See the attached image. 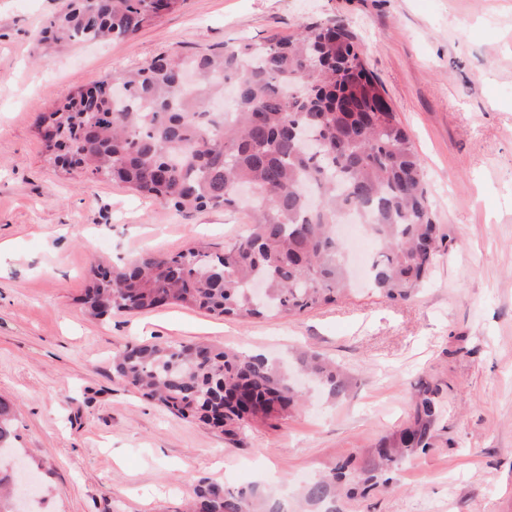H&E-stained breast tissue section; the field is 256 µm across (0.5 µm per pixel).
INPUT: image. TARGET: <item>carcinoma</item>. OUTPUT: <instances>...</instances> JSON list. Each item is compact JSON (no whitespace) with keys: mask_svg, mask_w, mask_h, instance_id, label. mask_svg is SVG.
Instances as JSON below:
<instances>
[{"mask_svg":"<svg viewBox=\"0 0 512 512\" xmlns=\"http://www.w3.org/2000/svg\"><path fill=\"white\" fill-rule=\"evenodd\" d=\"M181 0H68L43 40L127 39ZM70 93L37 127L49 160L94 179L118 180L177 211L235 208L234 189L253 186L248 235L221 253L190 247L149 254L121 270L99 268L84 304L95 317L172 303L249 321L336 303L351 290L336 228L355 216L376 254L368 286L392 301L428 280L440 238L421 162L355 34L342 22H309L288 39L226 44L159 57ZM266 284L263 303L253 283ZM117 379L172 414L220 429L232 444L246 426L296 411L304 376L331 399L351 378L318 352L291 362L190 342L126 348ZM440 384L413 385L404 426L379 438L366 481L434 446ZM16 411L0 399V457L13 447ZM350 461L304 487L307 502L336 512ZM16 472L0 463V512L15 508ZM187 512H282L257 484L235 491L199 480Z\"/></svg>","mask_w":512,"mask_h":512,"instance_id":"cac0c4a2","label":"carcinoma"}]
</instances>
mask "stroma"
<instances>
[{"label":"stroma","mask_w":512,"mask_h":512,"mask_svg":"<svg viewBox=\"0 0 512 512\" xmlns=\"http://www.w3.org/2000/svg\"><path fill=\"white\" fill-rule=\"evenodd\" d=\"M64 0H0V397L30 512H179L204 478L286 494L337 461L361 467L402 425L419 378L444 388L435 447L336 512H512V0H182L129 40L42 41ZM344 22L410 134L445 241L414 298L369 292L240 323L167 305L90 317L91 268L211 251L246 236L247 207L181 215L129 187L48 162L35 129L74 90L150 62ZM206 342L285 357L312 347L353 379L328 401L253 425L234 446L117 381L125 345Z\"/></svg>","instance_id":"1"}]
</instances>
